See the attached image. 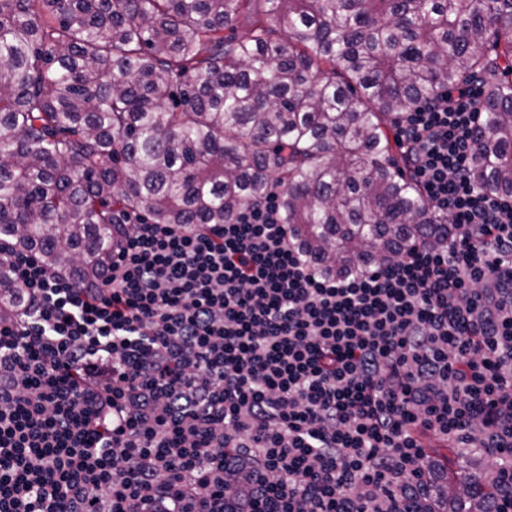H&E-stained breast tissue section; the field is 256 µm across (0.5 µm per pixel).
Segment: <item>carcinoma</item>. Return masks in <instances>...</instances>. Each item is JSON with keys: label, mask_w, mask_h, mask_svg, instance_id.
I'll return each instance as SVG.
<instances>
[{"label": "carcinoma", "mask_w": 512, "mask_h": 512, "mask_svg": "<svg viewBox=\"0 0 512 512\" xmlns=\"http://www.w3.org/2000/svg\"><path fill=\"white\" fill-rule=\"evenodd\" d=\"M477 75V175L512 195V0H0V248L91 284L113 225L222 224L272 191L326 274L444 243L390 123ZM23 305L0 264V316ZM485 458L432 459L468 489L448 512H481Z\"/></svg>", "instance_id": "obj_1"}]
</instances>
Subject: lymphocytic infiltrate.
Returning <instances> with one entry per match:
<instances>
[{"instance_id":"obj_1","label":"lymphocytic infiltrate","mask_w":512,"mask_h":512,"mask_svg":"<svg viewBox=\"0 0 512 512\" xmlns=\"http://www.w3.org/2000/svg\"><path fill=\"white\" fill-rule=\"evenodd\" d=\"M483 82L395 113L448 242L339 278L276 195L123 224L87 287L1 251L0 512H398L429 449H489L512 512V195L475 178ZM12 279L7 264H0V316L15 314L23 305L24 299Z\"/></svg>"}]
</instances>
